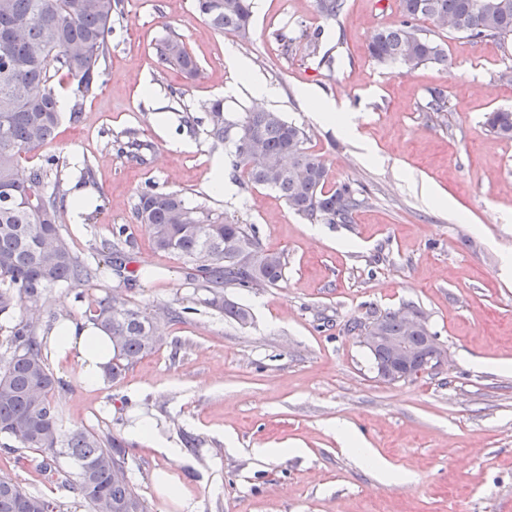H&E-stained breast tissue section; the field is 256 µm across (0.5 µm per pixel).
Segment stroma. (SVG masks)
<instances>
[{"instance_id": "1", "label": "stroma", "mask_w": 512, "mask_h": 512, "mask_svg": "<svg viewBox=\"0 0 512 512\" xmlns=\"http://www.w3.org/2000/svg\"><path fill=\"white\" fill-rule=\"evenodd\" d=\"M399 0H346L333 20L315 0H253L249 40L213 30L194 0H124L114 22L104 82L78 119L63 117L41 164L65 194L84 188L96 199L83 224L61 211L72 251L97 270L93 285L63 282L51 289L41 319L57 325L81 318L84 298L114 294L150 310L187 306L162 321L164 343L137 364L91 390L75 364L47 358L59 383L66 429L126 436L136 421H157L179 460L145 444L128 451V473L150 512H182L156 485L169 472L194 512H512V140L489 132L485 116L512 109V41L473 40L419 21L442 45L447 66L409 71L371 59L367 46L398 24ZM285 27L297 42L283 52L269 33ZM321 31L319 43L309 36ZM180 35L199 66L194 78L157 55ZM238 51L252 72L275 87L267 110L305 127L312 151L329 170V187L365 188L366 204L348 224H324L319 235L283 197L260 186L225 180L212 193V162L231 144H216L183 117L220 99L227 115L253 108L251 89L226 60ZM333 66L322 64L324 54ZM310 90L344 101L359 115L358 138L335 124L314 122L302 98ZM445 108L427 111L432 92ZM129 128L149 145L146 163L117 153L112 142ZM371 146L377 160H368ZM91 168L77 177L72 162ZM416 185H408L407 175ZM154 184L180 192L189 206L255 225L265 249L283 253L286 274L275 288L228 287L226 298L251 314L241 326L206 305L207 293L185 277L186 258L155 249L145 225L132 221L137 193ZM447 205L431 206L422 185ZM124 224L131 238L126 287L99 250ZM152 268L140 276L142 264ZM411 307L436 332L448 361L412 381L385 383L351 321ZM358 441L386 469L362 462ZM258 448L283 454L266 461ZM40 452L0 450V477L26 492L85 504L42 469Z\"/></svg>"}]
</instances>
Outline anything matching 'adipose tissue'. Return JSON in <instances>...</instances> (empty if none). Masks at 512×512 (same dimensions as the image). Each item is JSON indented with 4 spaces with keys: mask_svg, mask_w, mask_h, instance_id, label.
<instances>
[{
    "mask_svg": "<svg viewBox=\"0 0 512 512\" xmlns=\"http://www.w3.org/2000/svg\"><path fill=\"white\" fill-rule=\"evenodd\" d=\"M50 348L52 356L75 362L77 376L84 386L107 387L106 368L112 360V343L102 330L64 320L54 329Z\"/></svg>",
    "mask_w": 512,
    "mask_h": 512,
    "instance_id": "ef3b65f1",
    "label": "adipose tissue"
}]
</instances>
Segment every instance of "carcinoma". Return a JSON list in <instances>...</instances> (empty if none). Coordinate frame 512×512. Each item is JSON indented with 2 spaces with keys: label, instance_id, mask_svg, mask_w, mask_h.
<instances>
[{
  "label": "carcinoma",
  "instance_id": "1",
  "mask_svg": "<svg viewBox=\"0 0 512 512\" xmlns=\"http://www.w3.org/2000/svg\"><path fill=\"white\" fill-rule=\"evenodd\" d=\"M196 11L218 32L232 31L249 39L252 0H194ZM319 14L334 20L345 0H316ZM403 20L379 31L368 46L380 63H398L407 70L435 63L447 65L441 44L421 34L415 21L426 19L439 28L467 38L512 40V0H400ZM123 0H0V315L22 314L11 328L12 355L0 368V437L4 449L34 450L44 455V470L62 475L59 457L69 458L76 481L62 484L80 497L89 512H149L127 473L128 444L113 434L87 429L67 431L56 400L58 381L49 371L43 340L35 320L47 291L61 282L82 286L95 270L75 255L61 233L63 193L47 190L56 159L26 168L23 160L52 143L62 109L55 92L56 77L68 80L70 112L78 118L85 98L102 85V65L111 47L113 18L122 15ZM161 62L188 77L197 62L179 35L157 49ZM204 117H186L195 129L206 124L215 143L230 142L234 150L224 173L235 182L278 191L294 213L311 222L348 224L367 200L364 190L344 183L326 188L329 171L307 147L304 127L279 112L255 110L232 120L224 102L201 106ZM486 125L495 136L512 140V111L488 114ZM117 152L145 162L148 144L129 129L115 140ZM133 217L145 224L155 248L187 258L186 278L199 283L210 297L205 303L239 325L250 313L224 298L222 287L248 290L273 288L284 280L286 261L263 248L253 224H239L202 206L189 207L175 191L148 186L137 194ZM126 226L112 227L109 255L115 275L128 284ZM85 319L112 339V380L163 343L159 315L134 307L116 295L90 300ZM389 336H417L407 331L399 311L386 310L368 322L354 321L349 332L362 338L372 328ZM0 512H61V505L31 495L19 485L0 481Z\"/></svg>",
  "mask_w": 512,
  "mask_h": 512
}]
</instances>
